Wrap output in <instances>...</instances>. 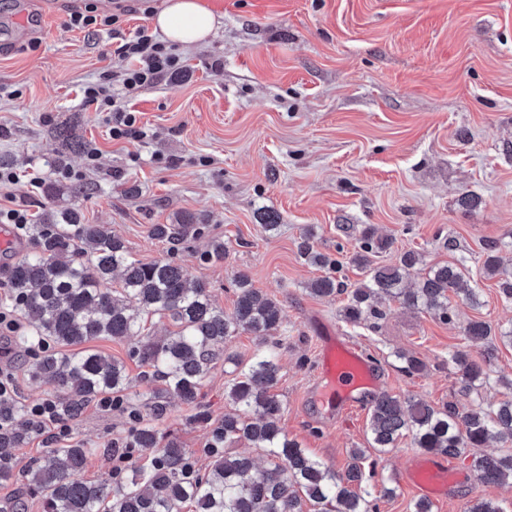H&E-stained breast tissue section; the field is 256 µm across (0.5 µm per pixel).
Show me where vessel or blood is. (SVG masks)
Masks as SVG:
<instances>
[{
  "label": "vessel or blood",
  "mask_w": 512,
  "mask_h": 512,
  "mask_svg": "<svg viewBox=\"0 0 512 512\" xmlns=\"http://www.w3.org/2000/svg\"><path fill=\"white\" fill-rule=\"evenodd\" d=\"M318 378L330 398L345 410L353 407L357 393L378 384L368 355L358 345L335 338L324 345ZM407 479L418 496L438 502L445 499L456 476L447 459L418 455L412 461Z\"/></svg>",
  "instance_id": "vessel-or-blood-1"
}]
</instances>
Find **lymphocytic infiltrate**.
Wrapping results in <instances>:
<instances>
[{"instance_id":"1","label":"lymphocytic infiltrate","mask_w":512,"mask_h":512,"mask_svg":"<svg viewBox=\"0 0 512 512\" xmlns=\"http://www.w3.org/2000/svg\"><path fill=\"white\" fill-rule=\"evenodd\" d=\"M119 21L117 14H100L88 8L71 12L67 26L80 30H106L117 39L114 53L123 63L121 72L106 73L85 83L82 101L104 113L112 138L141 140L147 138L148 133L145 127L138 125L134 111L123 99L124 94L155 88L167 79L181 78L185 73L184 60L166 42L149 35L146 30H139L130 39L123 37Z\"/></svg>"}]
</instances>
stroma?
<instances>
[{
	"mask_svg": "<svg viewBox=\"0 0 512 512\" xmlns=\"http://www.w3.org/2000/svg\"><path fill=\"white\" fill-rule=\"evenodd\" d=\"M202 2L220 27L205 44L181 49L187 79L130 95L149 130L135 141L112 138L103 113L81 101L82 84L117 69L118 60L108 34L91 36L66 22L74 8L106 12V0H70L51 14L43 0H7L0 10V166L33 173L55 189L33 192L23 182L0 188V207H25L36 220L77 209L85 223L109 225L134 259L174 260L228 312L232 279L246 273L283 309L279 425L342 472L351 449L367 445L368 411L345 413L320 401L319 332L374 357L381 390L439 407L461 399L449 351L475 358L489 352L465 340L461 324L512 323V302H503L483 273L486 245L512 234V0ZM216 59L224 63L219 75L210 69ZM65 122L83 150L63 149L53 136ZM92 149L98 159L91 168ZM185 218L200 224L199 235L173 245L149 233L151 225ZM343 224L391 237V250L376 264L414 250L430 266L464 265L483 307L456 304L454 322L444 324L393 302L376 325L347 323L346 295L309 294L308 282L322 271L304 263L296 247L300 234L312 231L319 250L336 255L344 280L356 284L363 273L349 261L356 242L343 239ZM214 239L227 247L219 263L204 256ZM7 345L0 367L14 376L17 402L53 397L51 386L30 381L31 359L16 337ZM130 346L90 343L125 361L141 412L161 384L141 378ZM260 348L248 334L225 343V361L200 389L212 418L230 408L224 389L235 362ZM396 350L420 359L423 372H400ZM171 408L160 430L176 437L197 467L206 466L209 425L185 404ZM131 411L88 403L56 443L124 441ZM416 454L407 439L386 454L383 476L396 495L381 500L379 512H412L417 496L405 475ZM450 464L465 479L433 512H462L476 499L512 512V485L480 483L470 460Z\"/></svg>",
	"mask_w": 512,
	"mask_h": 512,
	"instance_id": "stroma-1",
	"label": "stroma"
}]
</instances>
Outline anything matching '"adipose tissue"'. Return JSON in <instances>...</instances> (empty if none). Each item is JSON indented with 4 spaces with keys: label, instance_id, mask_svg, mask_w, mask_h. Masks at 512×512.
<instances>
[{
    "label": "adipose tissue",
    "instance_id": "1",
    "mask_svg": "<svg viewBox=\"0 0 512 512\" xmlns=\"http://www.w3.org/2000/svg\"><path fill=\"white\" fill-rule=\"evenodd\" d=\"M152 25L166 41L193 46L209 39L217 18L201 0H166L164 8L153 17Z\"/></svg>",
    "mask_w": 512,
    "mask_h": 512
}]
</instances>
